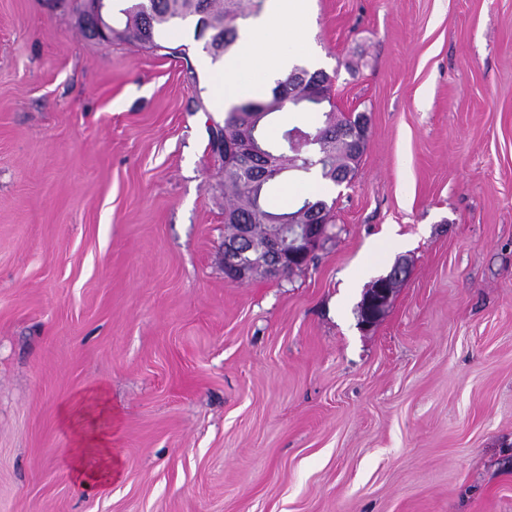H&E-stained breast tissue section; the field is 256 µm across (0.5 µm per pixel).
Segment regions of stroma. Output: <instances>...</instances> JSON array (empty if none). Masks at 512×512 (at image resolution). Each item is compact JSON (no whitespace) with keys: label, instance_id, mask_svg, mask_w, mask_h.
<instances>
[{"label":"stroma","instance_id":"stroma-1","mask_svg":"<svg viewBox=\"0 0 512 512\" xmlns=\"http://www.w3.org/2000/svg\"><path fill=\"white\" fill-rule=\"evenodd\" d=\"M277 35L367 145L269 193L332 202L309 264L235 282L191 31L0 0V512H512V0H312ZM100 393L120 476L88 489L65 414ZM407 269L406 260H398L387 275L377 279L375 286L373 282L370 293L362 304L363 313L360 317L362 327L370 329L384 316L391 303L393 286L406 277Z\"/></svg>","mask_w":512,"mask_h":512}]
</instances>
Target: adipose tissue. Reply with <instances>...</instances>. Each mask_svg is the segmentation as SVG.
Here are the masks:
<instances>
[{
	"mask_svg": "<svg viewBox=\"0 0 512 512\" xmlns=\"http://www.w3.org/2000/svg\"><path fill=\"white\" fill-rule=\"evenodd\" d=\"M290 61L279 46L275 34L250 36L239 41L224 57L221 78L214 88L213 105L224 108L243 98L256 95L272 80L285 77ZM102 396H95L92 406L82 413V420L93 421L92 430H78L70 450L72 475L82 486L106 485L119 473L106 429L97 426L98 418L109 416Z\"/></svg>",
	"mask_w": 512,
	"mask_h": 512,
	"instance_id": "obj_1",
	"label": "adipose tissue"
}]
</instances>
